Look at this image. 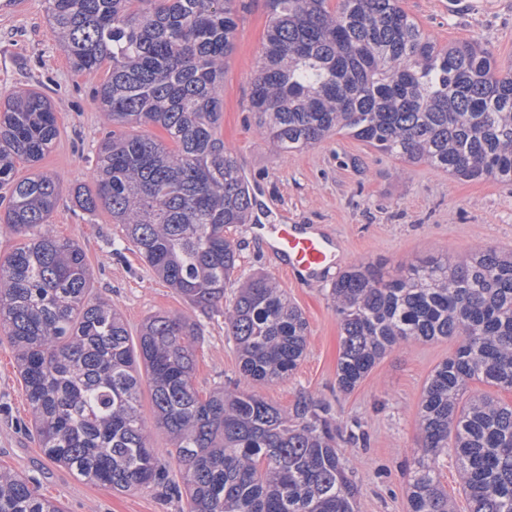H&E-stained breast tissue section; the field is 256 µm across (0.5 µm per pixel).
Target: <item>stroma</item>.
Returning <instances> with one entry per match:
<instances>
[{
    "label": "stroma",
    "mask_w": 512,
    "mask_h": 512,
    "mask_svg": "<svg viewBox=\"0 0 512 512\" xmlns=\"http://www.w3.org/2000/svg\"><path fill=\"white\" fill-rule=\"evenodd\" d=\"M235 46L224 68L220 134L253 186L264 220L318 224L336 237L340 256L323 279L286 273L253 225L230 235L240 245L239 280L269 273L303 311L308 348L288 379L260 387L268 401L289 406L308 393L333 406L343 429L362 428L364 442L346 447L359 512H405L406 487L417 447L416 425L424 385L435 366L456 348L453 339L417 343L387 354L351 393L336 389L340 326L328 294L348 266L399 264L448 254L466 256L478 246L512 251V187L494 181H460L424 165H411L361 141L334 135L288 155L277 154L248 111L251 79L268 24L264 0H243ZM406 11L443 46L474 40L512 65V0H404ZM96 77L75 73L46 19L42 0H0V97L19 88L47 92L60 135L37 165L21 162L17 178L40 170L71 183L89 182L91 158L104 117L91 98ZM54 234L83 249L101 297L114 303L130 334L157 313L190 311V304L159 279L132 250L112 254L123 237L107 213L88 215L61 194L50 219ZM205 340L196 352L195 385L203 392L236 378L237 354L224 335L222 313L199 314ZM28 403L9 340L0 335V468L29 479L59 500L64 512H180L183 503L164 490L118 492L81 480L51 462L29 432Z\"/></svg>",
    "instance_id": "35a3bbf8"
}]
</instances>
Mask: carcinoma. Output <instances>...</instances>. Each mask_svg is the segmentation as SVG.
Listing matches in <instances>:
<instances>
[{
  "label": "carcinoma",
  "instance_id": "obj_1",
  "mask_svg": "<svg viewBox=\"0 0 512 512\" xmlns=\"http://www.w3.org/2000/svg\"><path fill=\"white\" fill-rule=\"evenodd\" d=\"M238 0H43L75 71L104 112L90 174L73 187L84 213L106 212L154 274L202 312L224 307L239 377L209 392L194 384L201 324L158 314L132 340L120 313L92 294L82 248L48 229L55 177L15 178L59 128L43 91L0 103V224L20 242L0 259V332L15 352L31 430L46 457L117 491L162 487L182 512H357L332 404L302 394L276 406L255 387L280 382L306 354L308 322L276 278L237 288L238 245L227 230L255 224L256 200L219 120ZM268 25L249 111L281 153L345 133L458 180L512 183V68L472 41L441 48L402 0H265ZM161 128L166 139L138 132ZM340 391H353L389 352L455 339L424 387L406 512H458L439 480L453 444L465 512H512V251L479 247L401 265H352L332 283ZM169 478L140 415L142 385ZM0 512H62L32 483L0 470Z\"/></svg>",
  "mask_w": 512,
  "mask_h": 512
}]
</instances>
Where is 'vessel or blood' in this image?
I'll use <instances>...</instances> for the list:
<instances>
[{
    "mask_svg": "<svg viewBox=\"0 0 512 512\" xmlns=\"http://www.w3.org/2000/svg\"><path fill=\"white\" fill-rule=\"evenodd\" d=\"M286 268L303 280L320 276L336 261L339 244L323 229L304 224H277L267 240Z\"/></svg>",
    "mask_w": 512,
    "mask_h": 512,
    "instance_id": "1",
    "label": "vessel or blood"
}]
</instances>
